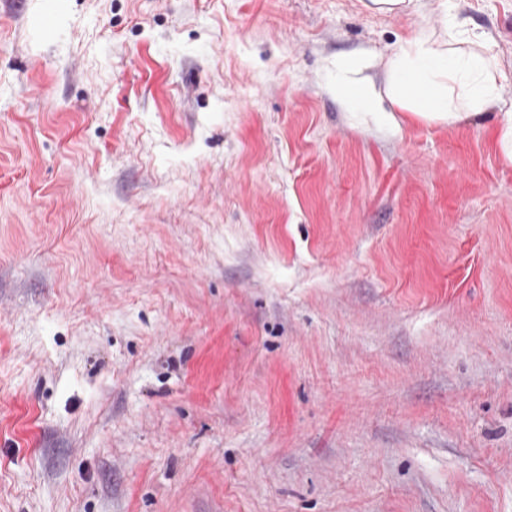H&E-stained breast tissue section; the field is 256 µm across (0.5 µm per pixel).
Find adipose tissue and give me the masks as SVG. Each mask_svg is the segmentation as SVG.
<instances>
[{
    "label": "adipose tissue",
    "mask_w": 512,
    "mask_h": 512,
    "mask_svg": "<svg viewBox=\"0 0 512 512\" xmlns=\"http://www.w3.org/2000/svg\"><path fill=\"white\" fill-rule=\"evenodd\" d=\"M469 39L467 31L450 29L449 45L444 48L422 31L387 59V93L393 110L381 106L367 77L338 83L336 95L376 115L379 126L388 131L399 128L393 115L397 109L438 122L456 118L462 107L480 113L497 100L498 86L482 55L456 51V44Z\"/></svg>",
    "instance_id": "ef3b65f1"
}]
</instances>
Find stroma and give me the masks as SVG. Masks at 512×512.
Listing matches in <instances>:
<instances>
[{
    "mask_svg": "<svg viewBox=\"0 0 512 512\" xmlns=\"http://www.w3.org/2000/svg\"><path fill=\"white\" fill-rule=\"evenodd\" d=\"M500 100L338 99L444 21ZM512 0H0V512H512ZM336 97L360 105L367 113L377 116L378 124L388 131H397L399 124L391 111L384 109L377 97L374 84L369 77L336 84Z\"/></svg>",
    "mask_w": 512,
    "mask_h": 512,
    "instance_id": "1",
    "label": "stroma"
}]
</instances>
